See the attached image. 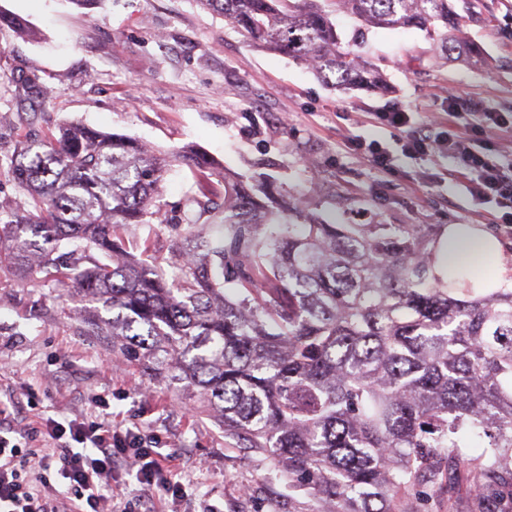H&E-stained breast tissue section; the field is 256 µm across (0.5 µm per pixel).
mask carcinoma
Segmentation results:
<instances>
[{
  "label": "carcinoma",
  "instance_id": "1",
  "mask_svg": "<svg viewBox=\"0 0 512 512\" xmlns=\"http://www.w3.org/2000/svg\"><path fill=\"white\" fill-rule=\"evenodd\" d=\"M253 44L308 64L334 85L381 90L383 72L340 50L330 16L417 28L457 59L480 54L451 33L448 0H195ZM203 184L224 183L214 234L172 253L170 281L124 231L167 222L157 205L172 157L83 125L17 141L19 189L0 228V266L37 274L96 304L86 330L112 350L158 355L207 404L224 438L271 451L288 489L319 512H422L420 487L448 477L475 497L512 499V277L496 288L441 275L436 224H327L302 197L269 208L244 182L190 151ZM209 212L186 198L184 220ZM112 312L103 317L97 305ZM485 441L481 453L467 437Z\"/></svg>",
  "mask_w": 512,
  "mask_h": 512
}]
</instances>
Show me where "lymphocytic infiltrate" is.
Masks as SVG:
<instances>
[{
	"label": "lymphocytic infiltrate",
	"mask_w": 512,
	"mask_h": 512,
	"mask_svg": "<svg viewBox=\"0 0 512 512\" xmlns=\"http://www.w3.org/2000/svg\"><path fill=\"white\" fill-rule=\"evenodd\" d=\"M446 98L447 111L426 119L395 104L377 113L376 122L390 130L403 153L452 157L455 175L472 194L494 200L512 216V164L478 151L473 139L477 133H512V120L459 92ZM420 120L447 127V138L429 140L416 127ZM20 415L18 401H0V512H142L154 496L174 507L184 500L185 486L161 449L144 447L133 429L83 414L39 415L22 426ZM125 475L136 479L142 495L120 505L112 483Z\"/></svg>",
	"instance_id": "1"
}]
</instances>
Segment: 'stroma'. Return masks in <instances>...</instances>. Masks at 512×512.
<instances>
[{
	"mask_svg": "<svg viewBox=\"0 0 512 512\" xmlns=\"http://www.w3.org/2000/svg\"><path fill=\"white\" fill-rule=\"evenodd\" d=\"M463 36L483 65L450 61L417 29L361 31L333 18L341 48L362 54L385 74L377 94L335 89L286 56L253 47L223 15L196 0H0L25 34L0 28V158L23 134L42 139L67 123L135 138L162 152L190 146L226 172L258 184L274 179L284 194H302L310 212L339 224H498L501 210L470 195L435 154L395 155L393 169L371 168L346 146L355 133L389 141L371 115L394 103L426 113L446 109L445 88L496 106L512 105V0H449ZM40 75L45 102L19 98L17 81ZM189 168L174 164L160 200L169 218L131 226L129 242L149 237L157 262L174 242L207 224L182 223L192 190ZM89 303L0 269V385L27 388L48 416L95 411L108 401L114 424L156 435L174 456L188 504L218 512H319L310 490L288 491L271 454L225 444L206 406L186 409L185 382L147 383L141 367L113 352L108 336L89 334Z\"/></svg>",
	"mask_w": 512,
	"mask_h": 512,
	"instance_id": "35a3bbf8",
	"label": "stroma"
}]
</instances>
